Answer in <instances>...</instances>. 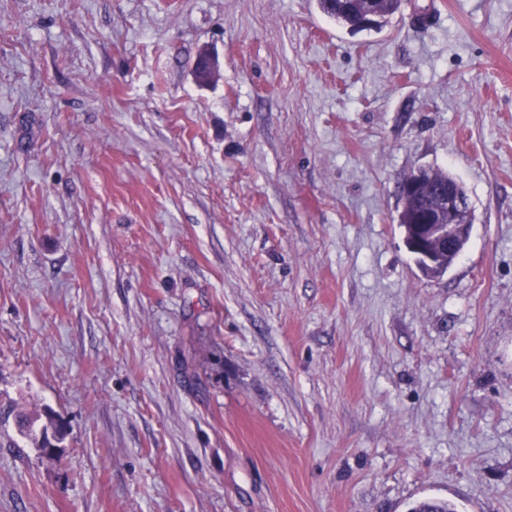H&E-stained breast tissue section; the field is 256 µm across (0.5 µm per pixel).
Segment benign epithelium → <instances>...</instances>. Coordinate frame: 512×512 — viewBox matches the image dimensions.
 <instances>
[{
  "label": "benign epithelium",
  "instance_id": "benign-epithelium-1",
  "mask_svg": "<svg viewBox=\"0 0 512 512\" xmlns=\"http://www.w3.org/2000/svg\"><path fill=\"white\" fill-rule=\"evenodd\" d=\"M472 209L468 197L460 185H448L427 201V209L421 223L412 225L408 248L417 253L429 265L434 264L438 253L448 254V264H453L462 254L468 241Z\"/></svg>",
  "mask_w": 512,
  "mask_h": 512
}]
</instances>
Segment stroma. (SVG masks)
I'll return each mask as SVG.
<instances>
[{"label": "stroma", "mask_w": 512, "mask_h": 512, "mask_svg": "<svg viewBox=\"0 0 512 512\" xmlns=\"http://www.w3.org/2000/svg\"><path fill=\"white\" fill-rule=\"evenodd\" d=\"M421 168L474 216L436 277ZM35 407L61 455L0 419V512H512V0H0V410ZM318 5L324 13L336 20V23L347 26L351 30L358 29L362 19L361 11L364 9L363 3L348 0H319ZM375 20L376 16L368 12L361 22V27H371Z\"/></svg>", "instance_id": "obj_1"}]
</instances>
